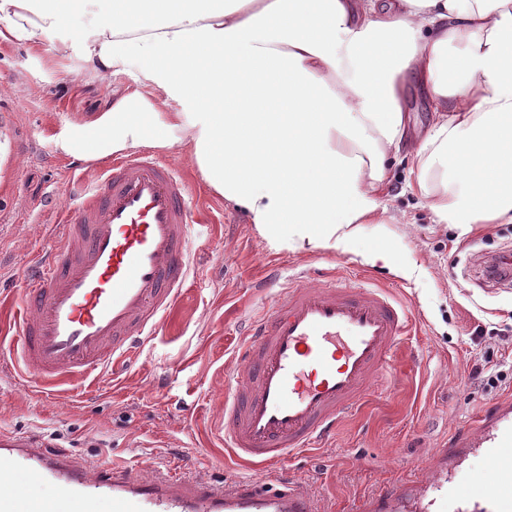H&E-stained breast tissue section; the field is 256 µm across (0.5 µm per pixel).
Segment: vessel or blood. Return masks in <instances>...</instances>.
<instances>
[{
  "instance_id": "vessel-or-blood-1",
  "label": "vessel or blood",
  "mask_w": 512,
  "mask_h": 512,
  "mask_svg": "<svg viewBox=\"0 0 512 512\" xmlns=\"http://www.w3.org/2000/svg\"><path fill=\"white\" fill-rule=\"evenodd\" d=\"M93 175L73 198L58 236L24 270L18 357L41 387L118 371L137 339L160 331L191 269L194 214L184 174L165 157L130 154L108 166L77 161ZM411 321L385 288L328 280L280 289L256 316L224 390V446L238 461L269 466L308 451L382 386ZM482 456L490 480L476 489L452 473ZM422 475L358 501L355 512H512V399L459 427ZM52 484L45 504L24 487ZM0 512H322L305 482L264 490L213 484L125 465L95 469L36 441L0 439Z\"/></svg>"
}]
</instances>
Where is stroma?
<instances>
[{
	"mask_svg": "<svg viewBox=\"0 0 512 512\" xmlns=\"http://www.w3.org/2000/svg\"><path fill=\"white\" fill-rule=\"evenodd\" d=\"M139 71L134 60L125 73L99 74L62 54L55 36L35 50L0 43V134L8 141L0 160V434L36 438L95 467L116 460L139 473L159 469L215 482L301 479L333 512H352L359 497L431 466L434 448L455 429L512 397V351L501 345L512 337V287L480 284L475 266L484 253L512 256V224L434 223L428 201L407 187L416 178L407 152L393 165L383 212L362 225L346 253L272 246L244 211L185 166L197 219L193 261L162 332L139 342L119 377L47 389L26 382L10 317L24 268L69 203L72 159L56 137L66 125L110 111ZM374 251L389 253L392 267L365 262ZM350 276L388 287L411 309L413 325L400 339L388 383L318 448L274 472L234 461L218 422L224 374L245 342L249 315L267 310L279 286ZM483 360L497 367L495 387L468 377Z\"/></svg>",
	"mask_w": 512,
	"mask_h": 512,
	"instance_id": "stroma-1",
	"label": "stroma"
}]
</instances>
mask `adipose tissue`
Segmentation results:
<instances>
[{
	"label": "adipose tissue",
	"mask_w": 512,
	"mask_h": 512,
	"mask_svg": "<svg viewBox=\"0 0 512 512\" xmlns=\"http://www.w3.org/2000/svg\"><path fill=\"white\" fill-rule=\"evenodd\" d=\"M53 33L104 75L145 62L111 111L59 134L63 153L178 147L278 247L349 251L408 147L438 223H512V0H0V42ZM411 81L434 115L415 147Z\"/></svg>",
	"instance_id": "obj_1"
}]
</instances>
